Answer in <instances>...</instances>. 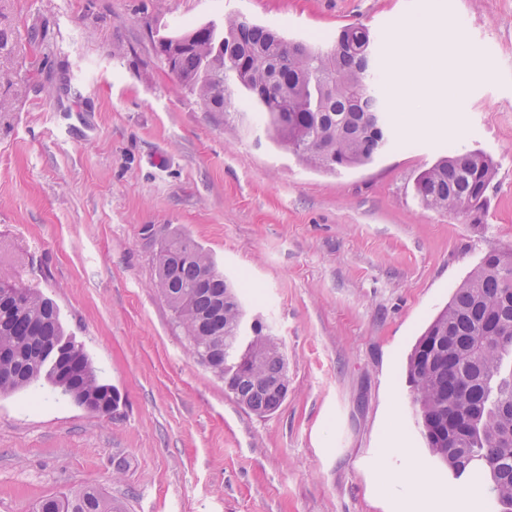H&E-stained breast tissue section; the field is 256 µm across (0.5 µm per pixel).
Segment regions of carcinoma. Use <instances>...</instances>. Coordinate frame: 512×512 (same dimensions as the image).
<instances>
[{"instance_id": "carcinoma-1", "label": "carcinoma", "mask_w": 512, "mask_h": 512, "mask_svg": "<svg viewBox=\"0 0 512 512\" xmlns=\"http://www.w3.org/2000/svg\"><path fill=\"white\" fill-rule=\"evenodd\" d=\"M374 37L363 24L344 26L327 50L293 41L277 31L230 14L214 23L160 39L156 49L179 84L209 112L231 110L224 98L233 84L274 138L308 166L329 172L371 162L389 143ZM484 154L448 152L415 180L424 207L477 216L494 178ZM168 262L158 267L157 286L186 333L189 350L218 377L237 401L259 416L276 411L285 396L271 382L283 373L279 358L267 357L278 339L240 328L238 289L190 238L170 241ZM512 251L490 252L417 340L407 362L408 383L422 432L453 420L450 454L427 442L431 453L459 477L474 464L489 474L486 493L512 512ZM65 335L52 299L33 288L0 285V392L29 387L44 374L47 345ZM450 351L442 368L428 369L426 347ZM64 364L71 398L80 405L108 399L83 350ZM33 512H119L95 489L41 499Z\"/></svg>"}]
</instances>
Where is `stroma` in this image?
<instances>
[{
	"label": "stroma",
	"instance_id": "obj_1",
	"mask_svg": "<svg viewBox=\"0 0 512 512\" xmlns=\"http://www.w3.org/2000/svg\"><path fill=\"white\" fill-rule=\"evenodd\" d=\"M427 2L487 73L338 173L282 149L238 96L233 125L205 111L155 48L229 12L322 47L360 22L388 74ZM452 147L496 166L479 221L415 198ZM177 237L247 282L249 314L282 344L273 414L190 355L156 287ZM509 249L512 0H0V283L50 297L120 394L107 417L44 382L0 395V512L88 487L121 512H394L405 488L375 472L386 454L418 467L423 493L473 488L430 453L406 366L483 257Z\"/></svg>",
	"mask_w": 512,
	"mask_h": 512
}]
</instances>
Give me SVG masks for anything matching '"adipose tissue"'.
Instances as JSON below:
<instances>
[{
  "mask_svg": "<svg viewBox=\"0 0 512 512\" xmlns=\"http://www.w3.org/2000/svg\"><path fill=\"white\" fill-rule=\"evenodd\" d=\"M400 65L392 76L393 109L402 114L448 111V85L436 76L433 50H448L449 43L440 20L429 11L408 21L396 41Z\"/></svg>",
  "mask_w": 512,
  "mask_h": 512,
  "instance_id": "ef3b65f1",
  "label": "adipose tissue"
}]
</instances>
